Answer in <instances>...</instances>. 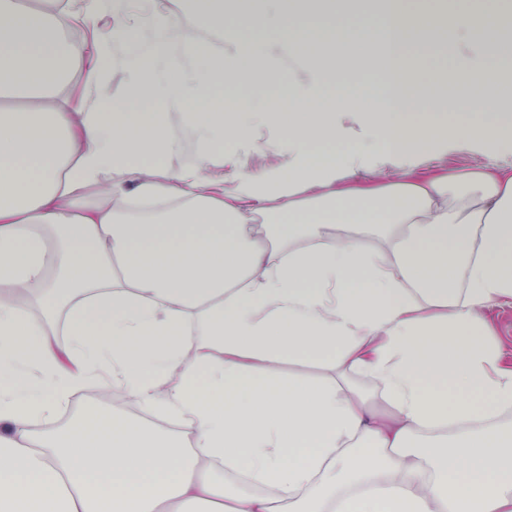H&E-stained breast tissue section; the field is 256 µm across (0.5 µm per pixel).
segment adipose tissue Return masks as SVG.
<instances>
[{"label": "adipose tissue", "instance_id": "obj_1", "mask_svg": "<svg viewBox=\"0 0 512 512\" xmlns=\"http://www.w3.org/2000/svg\"><path fill=\"white\" fill-rule=\"evenodd\" d=\"M281 2L258 17L186 0V22L147 35L122 0H93L82 25L113 24L89 58L63 0H0V512H512V363L487 319L512 301V166L407 169L477 136L430 120L443 102L512 147L502 18L452 13L466 94L445 101L417 94L402 54L440 37L444 0L345 22ZM258 27L274 44L244 39ZM338 30L349 66L388 88L363 140L340 121L362 106L325 91ZM116 44L165 111L73 97V80L109 79ZM188 60L191 79L160 80ZM260 77L285 92L187 106ZM262 123L288 132L278 162L216 180L219 152ZM185 132L196 157L177 168ZM79 394L120 405L49 428Z\"/></svg>", "mask_w": 512, "mask_h": 512}]
</instances>
